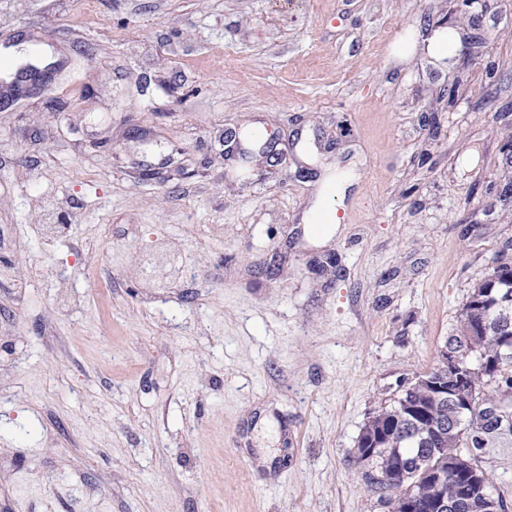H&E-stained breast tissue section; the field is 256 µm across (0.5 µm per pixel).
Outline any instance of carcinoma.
Here are the masks:
<instances>
[{
  "label": "carcinoma",
  "mask_w": 512,
  "mask_h": 512,
  "mask_svg": "<svg viewBox=\"0 0 512 512\" xmlns=\"http://www.w3.org/2000/svg\"><path fill=\"white\" fill-rule=\"evenodd\" d=\"M504 294L512 295V265L500 263L473 287L453 335L471 361L472 372L457 386V392L472 394L467 414L456 412L454 399L413 382L364 425L358 450L376 442L381 451L355 462L365 481L384 491L389 512H407L411 505L417 512H482L489 481L475 456L488 435L512 422L500 400L512 394V355L494 378L480 368V361L498 359L502 337L512 336V311L504 317L495 305ZM424 458L426 475L417 467Z\"/></svg>",
  "instance_id": "1"
}]
</instances>
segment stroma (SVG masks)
<instances>
[{
	"label": "stroma",
	"mask_w": 512,
	"mask_h": 512,
	"mask_svg": "<svg viewBox=\"0 0 512 512\" xmlns=\"http://www.w3.org/2000/svg\"><path fill=\"white\" fill-rule=\"evenodd\" d=\"M441 22L449 57L409 44ZM34 42L50 82L0 105V512H387L360 431L512 261V0H0V50ZM160 240L188 275L151 288ZM477 463L512 512V428Z\"/></svg>",
	"instance_id": "stroma-1"
}]
</instances>
